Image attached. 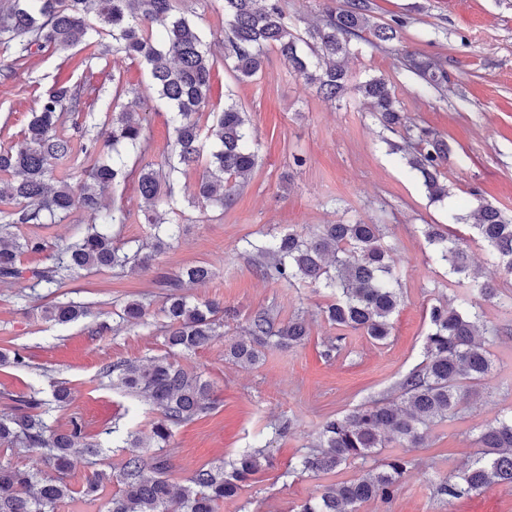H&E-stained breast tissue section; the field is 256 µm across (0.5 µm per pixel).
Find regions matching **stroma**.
Instances as JSON below:
<instances>
[{
    "label": "stroma",
    "instance_id": "obj_1",
    "mask_svg": "<svg viewBox=\"0 0 512 512\" xmlns=\"http://www.w3.org/2000/svg\"><path fill=\"white\" fill-rule=\"evenodd\" d=\"M377 22L402 18L401 42L374 49L363 46L347 61L352 82L372 76L390 80L412 124L445 136L454 150L448 183L449 199L431 202L419 179L390 144L400 134L384 130L357 95L330 102L289 74L275 49H267L265 65L253 81L237 82L224 67L222 0H174L177 12L191 18L206 34L214 55L208 111L224 107L233 94L257 136L259 162L229 210L180 202V234L158 257L160 265L179 267L207 263L215 270L193 296L216 300L230 312L227 336L243 334L251 313L261 307L277 311L280 320L303 312L310 323L304 346L266 350L262 361L244 369L224 357L216 343L184 359V366L203 373L214 384L216 407L205 417L174 428L164 447L143 448L145 458L166 455L169 478L186 483L201 466L232 462L239 453L262 448L273 467L255 475L239 494L224 500L218 512H292L320 486L355 478L359 464L318 477L287 475L323 420L354 410L386 395L423 359L428 327L426 312L437 301L460 290L446 269L431 258L423 230L444 224L449 211L468 214L485 202L512 215V0H372ZM443 59L448 86L443 92L423 89L421 81L400 67L401 49ZM70 66L59 53L44 50L15 66L12 50L0 45V146L9 147L37 107L40 93L59 79L87 82L98 89L89 107L103 118L111 100L112 75H121L139 93L138 110L151 147L142 163H160L171 128L166 113L156 111L148 71L124 56H108L104 70L82 66L83 50L73 49ZM302 156L303 165L293 163ZM360 221L381 224L401 276L403 302L394 328L382 344L350 333L334 359L322 355L335 330L319 314L328 300L322 288L288 287L256 275L245 241L263 233L313 231L323 224ZM65 298L89 304V315L58 326L39 312L44 298L25 297L16 283L0 282V349L18 352L22 364L0 365V411L6 395L33 390L50 394L55 381L67 382L72 398L52 412V425L82 424L85 434L110 442L113 425L123 433L148 436L154 413L140 398L128 395L104 378L113 361L148 360L165 355L163 298L145 273L109 270L82 273L66 284ZM142 298L151 306L145 325L120 323L125 301ZM490 333L488 348L497 372L479 399L456 419L431 431L424 447L411 453L415 465L388 503L370 501L359 512H512V485H498L452 500L436 496L435 486L463 468L475 447L470 429L512 406V314L498 301L484 303ZM291 420L286 437L272 433L274 424Z\"/></svg>",
    "mask_w": 512,
    "mask_h": 512
}]
</instances>
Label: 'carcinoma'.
<instances>
[{
	"instance_id": "obj_1",
	"label": "carcinoma",
	"mask_w": 512,
	"mask_h": 512,
	"mask_svg": "<svg viewBox=\"0 0 512 512\" xmlns=\"http://www.w3.org/2000/svg\"><path fill=\"white\" fill-rule=\"evenodd\" d=\"M224 49L235 79L250 82L261 71L265 51L275 49L288 66L327 100L336 101L353 90L370 105L379 123L394 131L404 128L409 152L407 166L422 181L430 200L449 194L441 183L451 155L448 141L426 128L407 124L392 85L372 76L350 88L345 66L351 47L364 41L372 46L398 39L404 21H374L371 0H325L316 23L299 32L288 17L284 0H223ZM112 36V48L90 38V32ZM0 44L14 47L15 62L25 63L44 49L65 53L82 44L91 65L112 52L145 65L155 90L156 107L169 114L173 125L170 151L164 164L128 168L127 156L144 154L150 144L140 113L127 104L105 112L101 123L74 122L79 145L58 134L63 116L80 115L88 88L68 80L56 81L39 99L20 138L0 149V176L9 178L0 190V280L39 288H61L88 269H120L150 273L162 291L166 319L165 345L169 354L146 363L118 360L103 369L112 384L130 395L143 397L159 414L152 423L157 447L167 443L173 428L207 415L215 408L214 387L202 375L186 369L174 356H189L224 337V309L214 300L191 299L185 289L205 285L213 276L207 264L172 271L156 263L174 233L177 189L182 178L198 167L204 173L188 202H209L220 208L233 205L238 189L258 164L256 137L236 103L201 124L211 92L213 57L206 36L187 17L174 12L173 0H5L0 6ZM402 68L440 90L448 85V70L436 57L403 50ZM135 178L143 201L144 223L150 236L135 245L116 241L112 229L127 223V211L105 203L107 192ZM79 179L73 185V179ZM80 210L87 223L74 241L58 246L52 264L26 267L25 253L48 250L39 236L21 237L20 225L45 227ZM453 221L473 220L471 227L487 248L489 260L512 275V215L481 203L468 215L450 214ZM426 240L434 259L448 276L470 278L468 290L455 304L429 308L424 359L400 381L393 393L367 402L346 414L329 416L322 423L317 443L299 460V471L310 475L331 473L352 460L361 461L353 479L322 486L320 493L297 506V512H359L371 500L388 502L399 480L413 464L409 449L420 447L432 427L459 413L480 395L492 373L486 348L484 312L475 296L492 300L497 289L472 274L466 244L435 224L427 225ZM382 224H323L309 233L272 235L260 243L246 242L257 259L256 272L264 279L290 287L322 286L333 300L322 309L324 320L336 328L322 351L328 360L347 345V332H359L376 342L391 336L392 317L401 298V280L391 265V246ZM89 314L74 301L52 300L41 310L42 319L56 325L74 323ZM147 305L132 299L121 318L139 325ZM309 327L295 313L278 323L271 310L253 312L245 336L226 339L225 355L241 366H254L264 350L274 346L293 349L305 343ZM70 390L59 381L52 397L39 393L9 396V411L0 416V446L31 453L36 461L27 468L0 464V512H55L73 496L67 482L77 453L99 455L102 445L73 421L60 429L48 421L51 411L69 402ZM476 452L459 473L440 481L435 493L454 499L497 484L512 485V410L476 428ZM143 440L131 434L116 437L112 447L123 456L112 475L94 470L81 493L98 498L104 484L117 480L118 492L104 504V512H216L218 504L237 495L242 485L272 466L265 450L239 455L230 467L211 463L198 469L187 483H172L164 456L146 460ZM384 448L401 452L381 463Z\"/></svg>"
}]
</instances>
